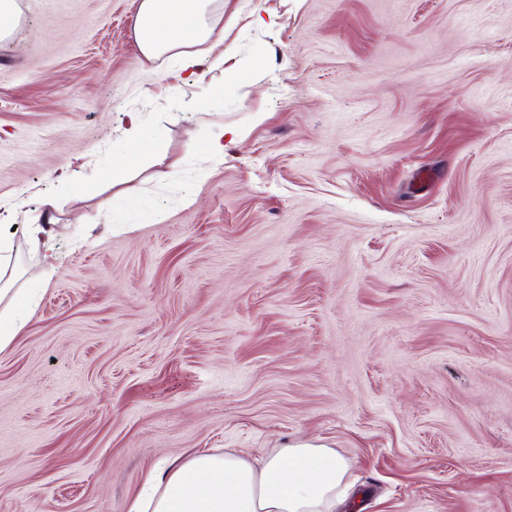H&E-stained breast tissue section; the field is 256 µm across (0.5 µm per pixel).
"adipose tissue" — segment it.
<instances>
[{
    "instance_id": "1",
    "label": "adipose tissue",
    "mask_w": 512,
    "mask_h": 512,
    "mask_svg": "<svg viewBox=\"0 0 512 512\" xmlns=\"http://www.w3.org/2000/svg\"><path fill=\"white\" fill-rule=\"evenodd\" d=\"M212 0H141L133 29L142 54L155 59L178 51L182 71L199 78L202 62L188 45L223 39L209 18ZM124 147L116 165L123 171L149 155L162 164L161 153L149 152L148 137L137 114H130ZM12 234L0 232V351L27 325L40 290L20 288ZM348 467L324 444L296 441L254 459L241 452L196 453L168 460L151 473L131 512H331L346 494Z\"/></svg>"
}]
</instances>
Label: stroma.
<instances>
[{
	"instance_id": "obj_1",
	"label": "stroma",
	"mask_w": 512,
	"mask_h": 512,
	"mask_svg": "<svg viewBox=\"0 0 512 512\" xmlns=\"http://www.w3.org/2000/svg\"><path fill=\"white\" fill-rule=\"evenodd\" d=\"M139 3L16 0L0 39V225L57 203L0 512H129L164 459L300 439L350 467L336 512H512V0H213L191 50L236 67L191 83ZM131 112L164 162L112 186Z\"/></svg>"
}]
</instances>
